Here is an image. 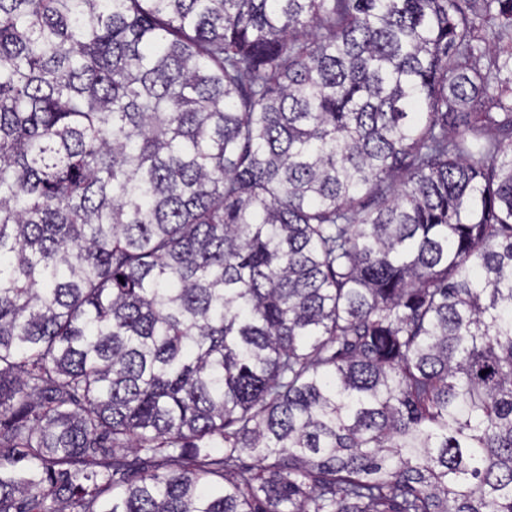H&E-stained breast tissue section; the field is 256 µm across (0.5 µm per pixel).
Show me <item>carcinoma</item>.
Returning a JSON list of instances; mask_svg holds the SVG:
<instances>
[{
    "instance_id": "1",
    "label": "carcinoma",
    "mask_w": 512,
    "mask_h": 512,
    "mask_svg": "<svg viewBox=\"0 0 512 512\" xmlns=\"http://www.w3.org/2000/svg\"><path fill=\"white\" fill-rule=\"evenodd\" d=\"M487 27L0 0V512H512Z\"/></svg>"
}]
</instances>
